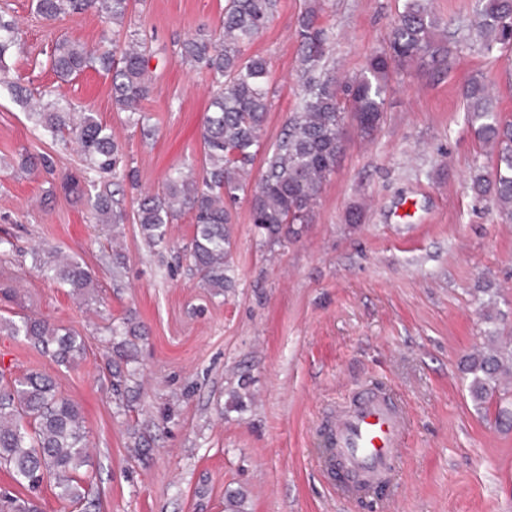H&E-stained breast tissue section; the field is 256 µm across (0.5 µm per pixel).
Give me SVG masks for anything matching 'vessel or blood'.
<instances>
[{"label":"vessel or blood","mask_w":512,"mask_h":512,"mask_svg":"<svg viewBox=\"0 0 512 512\" xmlns=\"http://www.w3.org/2000/svg\"><path fill=\"white\" fill-rule=\"evenodd\" d=\"M332 456L326 471L338 472L337 494L346 500L392 486L408 445V416L384 381L364 384L349 401L337 404L321 426Z\"/></svg>","instance_id":"b4317fda"}]
</instances>
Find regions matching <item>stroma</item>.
I'll list each match as a JSON object with an SVG mask.
<instances>
[{
	"label": "stroma",
	"mask_w": 512,
	"mask_h": 512,
	"mask_svg": "<svg viewBox=\"0 0 512 512\" xmlns=\"http://www.w3.org/2000/svg\"><path fill=\"white\" fill-rule=\"evenodd\" d=\"M225 3L132 0L122 31L147 35L157 51L142 123L113 110L110 76L89 69L64 82L44 64L42 51L56 39L92 47L111 36V21L95 12L49 25L31 0H0L20 37L8 82L96 112L142 188L157 190L170 170L202 163L209 79L182 62L176 43L217 30ZM404 3L322 0L328 69L342 80L359 74L386 46ZM305 6L278 0L245 50L268 64L267 149L301 91L295 28ZM452 48L446 74H393L373 138L345 122L344 151L298 236L258 234L240 200L231 228L235 286L221 295L189 269L188 222L169 225L152 249L133 221L93 223L85 200L60 192V176L81 166L75 142L45 141L27 105L0 84V236L16 244L0 254V288L19 294L0 297V316L43 317L85 342L83 357L64 366L2 331L0 371L47 374L80 406L91 448L82 474L95 512H512V430L496 424L495 406L475 407L462 371L482 342L484 313L512 336V222L471 189V175L491 171L494 150L471 132L460 97L484 74L502 118L512 120V52L489 59L471 40ZM43 152L54 175L19 170L21 155ZM37 244L85 263L98 301L39 277L29 256ZM121 316L144 333L130 403L115 397L107 370V328ZM374 378L399 392L412 425L398 484L363 507L336 498L321 469L318 427L331 405ZM138 436L142 454L133 447Z\"/></svg>",
	"instance_id": "1"
}]
</instances>
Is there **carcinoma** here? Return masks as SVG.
Masks as SVG:
<instances>
[{"instance_id": "1", "label": "carcinoma", "mask_w": 512, "mask_h": 512, "mask_svg": "<svg viewBox=\"0 0 512 512\" xmlns=\"http://www.w3.org/2000/svg\"><path fill=\"white\" fill-rule=\"evenodd\" d=\"M131 0H35V11L46 21L93 10L112 24L122 26ZM278 0H227L224 20L212 34L183 40L182 60L206 70L211 80L210 112L204 119L202 174L177 169L165 178L161 191L144 192L137 200L135 221L145 243L157 246L166 240L168 225L185 216L194 226L186 247L192 270L201 285L221 294L233 285L231 262L233 207L247 192L246 177L260 148L269 111L267 61L244 57V48L273 18ZM322 8L313 4L301 14L296 29L300 46L299 69L304 78L298 102L264 159V171L250 198V219L269 236L284 224H309L329 176L344 150L343 127L351 116L360 134L370 138L385 112L392 74L416 66L432 73L448 68V38L440 33L441 19L427 0H405L404 10L392 26L386 48L371 55L364 71L340 83L326 68L331 33L321 21ZM481 50L491 55L512 49V0H480L471 27ZM18 46L16 21L0 13V71ZM154 50L145 39H133L100 50L68 39L51 46L50 64L63 81L94 68L112 78V106L117 112H138L149 99L152 84L149 59ZM467 122L476 138L496 148L492 171L471 178L479 196H492L499 213L512 220V122L504 121L489 83L473 76L462 92ZM30 117L53 142H66L74 134L82 168L64 176L61 190L78 198L89 195L91 216L100 224H122L124 212L111 195L91 194L94 177L116 171L122 164L121 147L112 130L93 112H77L63 98L38 102ZM23 171L39 168L53 173V161L43 154H26ZM33 267L48 280L70 288L73 295L93 292L91 272L77 259L43 246L31 249ZM21 336L44 356L68 364L85 352L84 341L71 331L44 318H0V330ZM110 336L125 337L117 343L119 361L110 363L112 391L128 387L137 376L131 349L140 332L127 317L108 326ZM486 345L468 356L465 374L471 376L469 395L479 409L493 400L496 422L512 425V403L504 404L502 379L512 377V347L501 341L498 328L484 330ZM89 461L87 432L81 408L60 394L51 378L29 371L7 379L0 375V469L12 483L30 495L0 492V512H41L33 494L48 482L61 501L92 503L91 487L80 471Z\"/></svg>"}]
</instances>
